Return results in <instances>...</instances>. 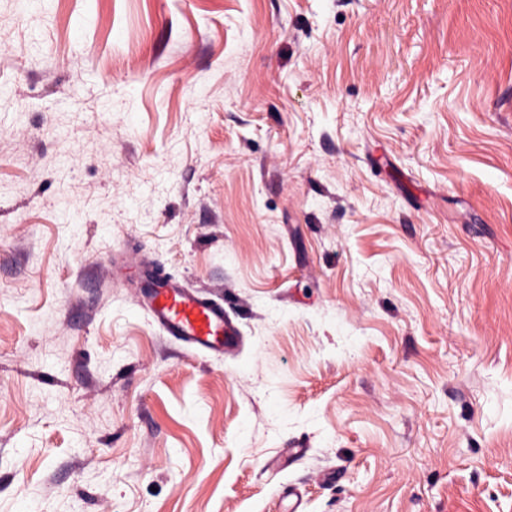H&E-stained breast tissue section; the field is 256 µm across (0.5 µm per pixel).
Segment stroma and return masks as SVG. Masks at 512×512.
I'll use <instances>...</instances> for the list:
<instances>
[{
  "instance_id": "stroma-1",
  "label": "stroma",
  "mask_w": 512,
  "mask_h": 512,
  "mask_svg": "<svg viewBox=\"0 0 512 512\" xmlns=\"http://www.w3.org/2000/svg\"><path fill=\"white\" fill-rule=\"evenodd\" d=\"M292 490L512 512V0H0V512ZM134 272L138 304L164 335L210 357H224L238 348L239 334L223 300L203 295L184 280L155 277L151 264Z\"/></svg>"
}]
</instances>
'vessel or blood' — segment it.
Wrapping results in <instances>:
<instances>
[{
	"label": "vessel or blood",
	"mask_w": 512,
	"mask_h": 512,
	"mask_svg": "<svg viewBox=\"0 0 512 512\" xmlns=\"http://www.w3.org/2000/svg\"><path fill=\"white\" fill-rule=\"evenodd\" d=\"M137 301L154 325L186 349L210 357L234 352L238 331L224 312V303L211 299L181 279L154 276L151 265L136 268Z\"/></svg>",
	"instance_id": "b4317fda"
}]
</instances>
